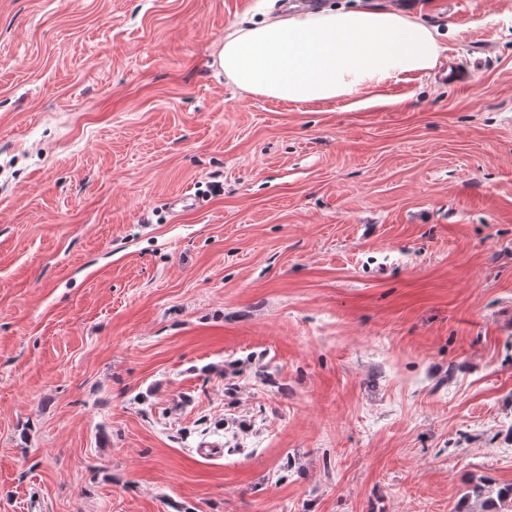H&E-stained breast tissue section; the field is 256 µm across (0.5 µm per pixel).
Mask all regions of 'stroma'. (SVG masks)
<instances>
[{"mask_svg":"<svg viewBox=\"0 0 512 512\" xmlns=\"http://www.w3.org/2000/svg\"><path fill=\"white\" fill-rule=\"evenodd\" d=\"M277 7L0 0V512L512 484V0L411 9L468 84L314 103L213 64Z\"/></svg>","mask_w":512,"mask_h":512,"instance_id":"1","label":"stroma"}]
</instances>
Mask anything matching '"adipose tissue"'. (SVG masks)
<instances>
[{
  "label": "adipose tissue",
  "instance_id": "1",
  "mask_svg": "<svg viewBox=\"0 0 512 512\" xmlns=\"http://www.w3.org/2000/svg\"><path fill=\"white\" fill-rule=\"evenodd\" d=\"M440 51L437 33L410 15L326 8L238 28L214 62L250 95L334 101L432 69Z\"/></svg>",
  "mask_w": 512,
  "mask_h": 512
}]
</instances>
